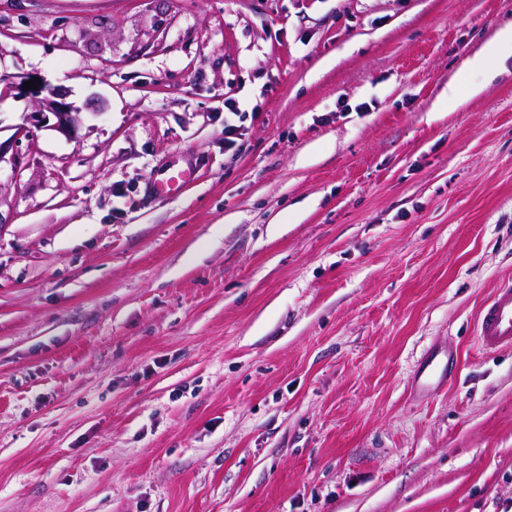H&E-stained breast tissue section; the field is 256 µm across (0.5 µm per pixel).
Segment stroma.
Instances as JSON below:
<instances>
[{"label": "stroma", "mask_w": 512, "mask_h": 512, "mask_svg": "<svg viewBox=\"0 0 512 512\" xmlns=\"http://www.w3.org/2000/svg\"><path fill=\"white\" fill-rule=\"evenodd\" d=\"M511 22L0 0V74L82 118L0 83V512H512V350L474 333L512 281V57L463 68ZM431 348L459 371L419 393ZM50 95L53 99L47 100L48 109L57 118L56 129L65 135L75 132L79 121L78 109L65 102L66 92L62 90H52Z\"/></svg>", "instance_id": "obj_1"}]
</instances>
